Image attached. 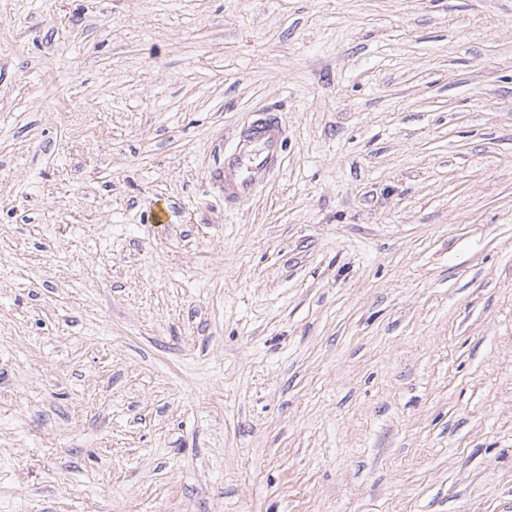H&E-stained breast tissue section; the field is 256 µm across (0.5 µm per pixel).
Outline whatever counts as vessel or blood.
Instances as JSON below:
<instances>
[{
    "label": "vessel or blood",
    "mask_w": 512,
    "mask_h": 512,
    "mask_svg": "<svg viewBox=\"0 0 512 512\" xmlns=\"http://www.w3.org/2000/svg\"><path fill=\"white\" fill-rule=\"evenodd\" d=\"M284 128L272 112L254 120L237 135L233 151L225 153L219 179L224 198L239 202L251 197L282 160Z\"/></svg>",
    "instance_id": "1"
}]
</instances>
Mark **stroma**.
I'll return each instance as SVG.
<instances>
[{
    "mask_svg": "<svg viewBox=\"0 0 512 512\" xmlns=\"http://www.w3.org/2000/svg\"><path fill=\"white\" fill-rule=\"evenodd\" d=\"M0 512H512V0H0ZM284 128L276 113H266L237 135L232 152H224L219 179L224 199L240 202L251 197L259 184L282 160Z\"/></svg>",
    "mask_w": 512,
    "mask_h": 512,
    "instance_id": "1",
    "label": "stroma"
}]
</instances>
